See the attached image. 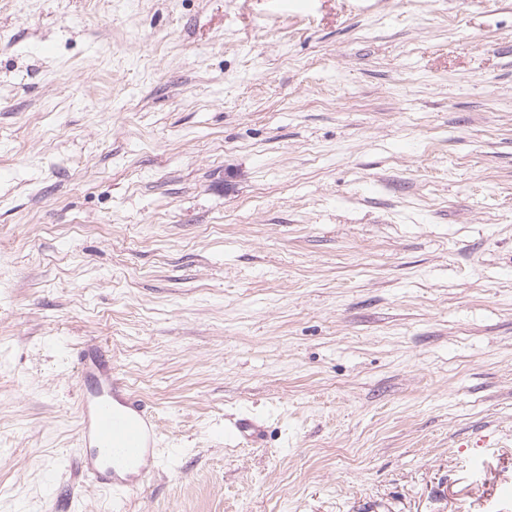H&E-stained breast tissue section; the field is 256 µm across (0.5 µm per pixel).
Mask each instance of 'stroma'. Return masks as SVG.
<instances>
[{
	"label": "stroma",
	"instance_id": "1",
	"mask_svg": "<svg viewBox=\"0 0 512 512\" xmlns=\"http://www.w3.org/2000/svg\"><path fill=\"white\" fill-rule=\"evenodd\" d=\"M0 512H512V0H0ZM76 464L118 500L138 494L146 479L164 466L158 453L153 413L131 398L125 381L112 372L105 354L88 349L81 358Z\"/></svg>",
	"mask_w": 512,
	"mask_h": 512
}]
</instances>
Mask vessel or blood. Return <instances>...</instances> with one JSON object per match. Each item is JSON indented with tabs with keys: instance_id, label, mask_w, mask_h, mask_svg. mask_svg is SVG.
I'll list each match as a JSON object with an SVG mask.
<instances>
[{
	"instance_id": "vessel-or-blood-1",
	"label": "vessel or blood",
	"mask_w": 512,
	"mask_h": 512,
	"mask_svg": "<svg viewBox=\"0 0 512 512\" xmlns=\"http://www.w3.org/2000/svg\"><path fill=\"white\" fill-rule=\"evenodd\" d=\"M80 376L86 386L77 399V465L117 499L138 494L164 464L157 448V420L132 399L99 349L83 354Z\"/></svg>"
}]
</instances>
